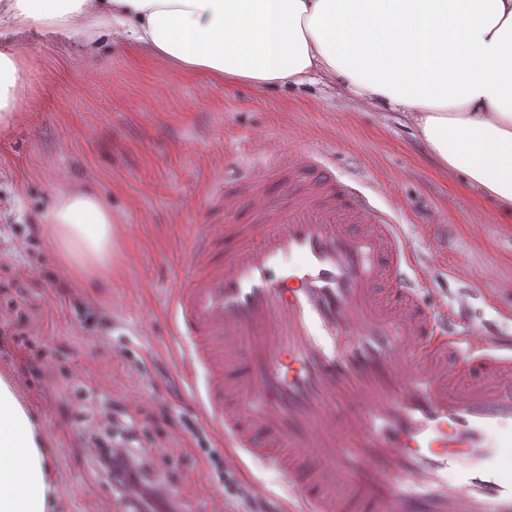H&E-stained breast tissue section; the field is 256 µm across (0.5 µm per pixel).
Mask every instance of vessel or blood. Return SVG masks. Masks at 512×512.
<instances>
[{
  "instance_id": "1",
  "label": "vessel or blood",
  "mask_w": 512,
  "mask_h": 512,
  "mask_svg": "<svg viewBox=\"0 0 512 512\" xmlns=\"http://www.w3.org/2000/svg\"><path fill=\"white\" fill-rule=\"evenodd\" d=\"M207 207L166 309L227 461L284 512H512V336L425 301L358 179L291 146Z\"/></svg>"
}]
</instances>
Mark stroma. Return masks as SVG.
<instances>
[{"mask_svg": "<svg viewBox=\"0 0 512 512\" xmlns=\"http://www.w3.org/2000/svg\"><path fill=\"white\" fill-rule=\"evenodd\" d=\"M20 122L0 133V314L19 308L26 342L0 335V376L27 377L17 394L54 448L55 512H128L96 475L80 431L100 404L130 412L143 453L178 492L184 512H269L252 463L224 493V449L176 377L164 291L186 272V243L206 223L203 197L226 161L256 162L283 141L329 148L343 177L361 179L394 212L425 258L429 301L464 304L472 324L512 334V219L444 168L404 113L319 78L255 86L184 75L132 44H34L24 54ZM88 189L112 213V267L85 280L48 239L60 191ZM38 225L30 236L29 225ZM85 303L63 299L60 283Z\"/></svg>", "mask_w": 512, "mask_h": 512, "instance_id": "obj_1", "label": "stroma"}]
</instances>
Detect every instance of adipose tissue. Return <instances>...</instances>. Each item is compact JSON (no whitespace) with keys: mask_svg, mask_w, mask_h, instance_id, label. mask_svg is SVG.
Wrapping results in <instances>:
<instances>
[{"mask_svg":"<svg viewBox=\"0 0 512 512\" xmlns=\"http://www.w3.org/2000/svg\"><path fill=\"white\" fill-rule=\"evenodd\" d=\"M182 73L256 86L320 74L408 114L434 157L512 210V0H0V126L35 40L103 35ZM48 238L78 276L112 264V213L62 192ZM52 451L0 377V512H51Z\"/></svg>","mask_w":512,"mask_h":512,"instance_id":"1","label":"adipose tissue"}]
</instances>
